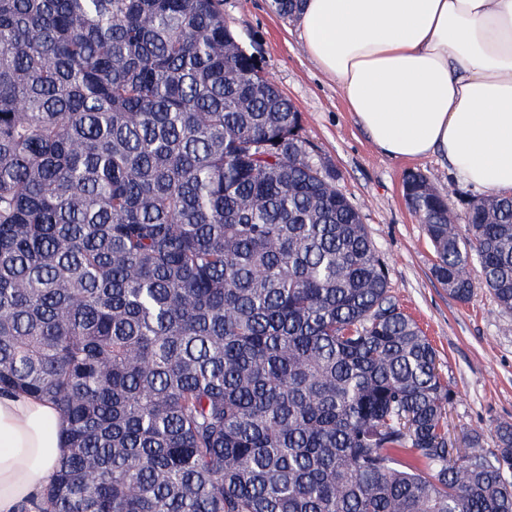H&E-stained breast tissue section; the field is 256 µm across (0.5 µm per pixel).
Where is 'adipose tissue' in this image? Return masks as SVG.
<instances>
[{"instance_id": "obj_1", "label": "adipose tissue", "mask_w": 512, "mask_h": 512, "mask_svg": "<svg viewBox=\"0 0 512 512\" xmlns=\"http://www.w3.org/2000/svg\"><path fill=\"white\" fill-rule=\"evenodd\" d=\"M298 26L375 147L436 156L480 196H512V0H303ZM59 407L0 394V512H22L67 451Z\"/></svg>"}]
</instances>
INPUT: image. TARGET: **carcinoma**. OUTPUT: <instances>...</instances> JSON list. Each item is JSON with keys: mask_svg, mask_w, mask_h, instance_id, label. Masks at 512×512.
Returning <instances> with one entry per match:
<instances>
[{"mask_svg": "<svg viewBox=\"0 0 512 512\" xmlns=\"http://www.w3.org/2000/svg\"><path fill=\"white\" fill-rule=\"evenodd\" d=\"M300 129L223 0H0V391L67 423L38 512H512V423L448 458L436 351ZM403 193L448 295L476 264L511 313L512 197L463 234Z\"/></svg>", "mask_w": 512, "mask_h": 512, "instance_id": "obj_1", "label": "carcinoma"}]
</instances>
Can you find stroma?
Listing matches in <instances>:
<instances>
[{"mask_svg": "<svg viewBox=\"0 0 512 512\" xmlns=\"http://www.w3.org/2000/svg\"><path fill=\"white\" fill-rule=\"evenodd\" d=\"M224 20L297 107L302 136L359 209L386 264L395 301L436 348L455 393L448 410L450 437L460 443L477 432L483 450H495V421L512 422V314L502 312L483 287L465 303L448 295L433 275L425 227L408 207L402 183L408 171L423 173L458 213L469 189L437 157L397 161L380 153L347 111L335 82L310 61L296 20L274 13L270 0H224Z\"/></svg>", "mask_w": 512, "mask_h": 512, "instance_id": "obj_1", "label": "stroma"}]
</instances>
